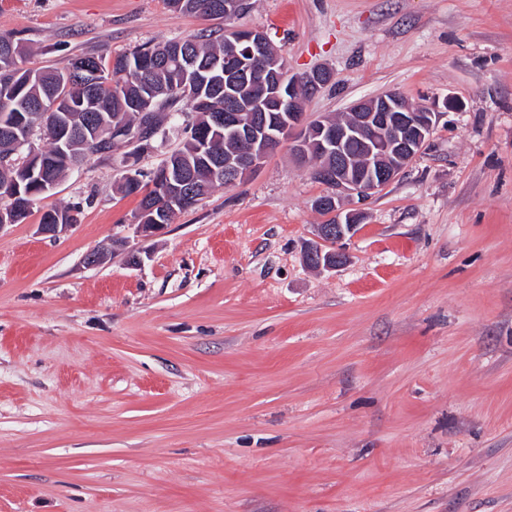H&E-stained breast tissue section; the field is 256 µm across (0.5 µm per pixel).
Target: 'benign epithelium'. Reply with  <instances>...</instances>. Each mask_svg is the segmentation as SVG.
Listing matches in <instances>:
<instances>
[{
  "label": "benign epithelium",
  "mask_w": 512,
  "mask_h": 512,
  "mask_svg": "<svg viewBox=\"0 0 512 512\" xmlns=\"http://www.w3.org/2000/svg\"><path fill=\"white\" fill-rule=\"evenodd\" d=\"M226 35L235 43H247L246 53L260 62L264 69L278 67V72L271 73L267 101L278 111L288 113V121L279 135L267 131L262 111L251 113L249 124L242 126L235 90L248 72L236 69L224 72V92L229 103L225 112L214 115L212 122L217 126L235 129L238 139L237 152L224 161V177L233 184L248 177L267 155L280 146L284 135L288 133L294 138L291 152L305 162L316 148L335 155L336 166L313 167L310 170L330 188L329 197L334 200L332 216L336 217L334 224L316 225L315 236L318 242L343 239L362 222L363 212L345 209L341 205L342 195H355L365 200L393 182L428 140L438 113L412 112L401 96L389 91L354 102L350 109L353 116L350 123L336 124L332 119L324 118L319 120L315 128L307 121L295 97V88L301 81L313 79L315 83H320L322 70L316 69L293 77L285 73V67L279 65V57L270 53V43L263 32L233 28ZM350 139L363 144L366 168L362 174L350 171L344 153V143ZM318 254L319 271H334L347 260L346 255L338 251L326 253L318 248Z\"/></svg>",
  "instance_id": "benign-epithelium-1"
}]
</instances>
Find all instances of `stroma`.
Masks as SVG:
<instances>
[{
    "label": "stroma",
    "mask_w": 512,
    "mask_h": 512,
    "mask_svg": "<svg viewBox=\"0 0 512 512\" xmlns=\"http://www.w3.org/2000/svg\"><path fill=\"white\" fill-rule=\"evenodd\" d=\"M246 2L232 26L290 74L333 72L307 119L396 91L433 131L333 272L303 258L326 188L284 146L155 236L117 189L125 144L0 227V512H512V0ZM215 26L0 0L27 68ZM190 121L177 104L139 168ZM79 204L80 203L69 204L62 208H55L44 212L40 218V224H38L40 231L52 237L66 232L77 223V215L80 208ZM71 212H75L76 217L71 216Z\"/></svg>",
    "instance_id": "stroma-1"
}]
</instances>
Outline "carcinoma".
<instances>
[{"label": "carcinoma", "instance_id": "obj_1", "mask_svg": "<svg viewBox=\"0 0 512 512\" xmlns=\"http://www.w3.org/2000/svg\"><path fill=\"white\" fill-rule=\"evenodd\" d=\"M169 7L213 19L224 18V0H166ZM243 47L227 43L225 34H199L170 38L153 46L117 55H83L68 60L63 68L32 71L31 79L12 80L26 53L21 40L0 33V156L28 142L34 127L47 129V147L38 150L41 164L33 168L24 160L0 171V198L10 199L9 212L22 223L42 195L41 175L59 182L72 167L88 163L112 150L120 140L137 139L138 149L151 146L160 133L165 110L180 102L194 113V122L182 146L167 157L188 170L201 159L224 160L234 146L229 132L209 131L210 113L224 111V62L242 54ZM148 103L154 129H141L140 105ZM165 165H160L142 185V197L134 219L152 223L150 208L162 204L156 186L164 183ZM224 172L199 170L189 176L186 193L168 221L193 208L218 187H224ZM79 204L46 211L42 224H75L72 213Z\"/></svg>", "mask_w": 512, "mask_h": 512}]
</instances>
